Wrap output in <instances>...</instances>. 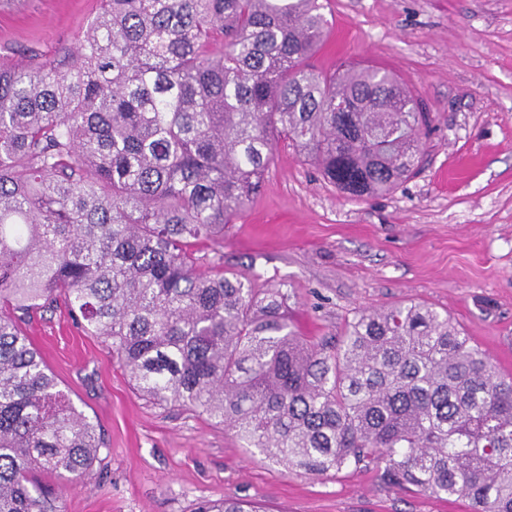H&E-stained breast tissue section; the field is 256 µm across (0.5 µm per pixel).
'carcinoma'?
<instances>
[{
    "mask_svg": "<svg viewBox=\"0 0 512 512\" xmlns=\"http://www.w3.org/2000/svg\"><path fill=\"white\" fill-rule=\"evenodd\" d=\"M319 0H102L74 50L0 63V512H59L38 476L106 442L22 323L62 306L140 396L264 458L512 512V376L446 314L364 309L300 335L287 293L203 271L193 247L262 187L285 138L355 198L415 171L425 121L377 66L308 64ZM192 512H261L237 498Z\"/></svg>",
    "mask_w": 512,
    "mask_h": 512,
    "instance_id": "carcinoma-1",
    "label": "carcinoma"
}]
</instances>
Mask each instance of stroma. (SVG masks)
I'll return each mask as SVG.
<instances>
[{
  "mask_svg": "<svg viewBox=\"0 0 512 512\" xmlns=\"http://www.w3.org/2000/svg\"><path fill=\"white\" fill-rule=\"evenodd\" d=\"M330 24L311 59L392 71L429 114L420 170L395 191L342 193L287 140L261 192L194 248L213 266L282 288L306 336L363 309L427 304L512 375V0H321ZM99 0H0V59H54ZM23 328L107 443L92 471L43 476L64 512H192L226 496L263 512H467L358 466L314 477L250 455L196 412L139 397L110 351L65 309Z\"/></svg>",
  "mask_w": 512,
  "mask_h": 512,
  "instance_id": "obj_1",
  "label": "stroma"
}]
</instances>
